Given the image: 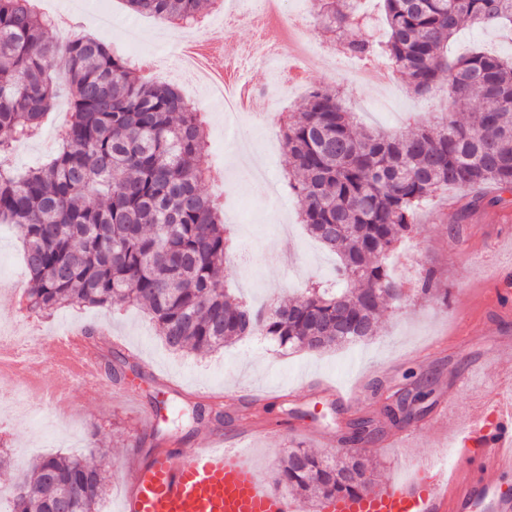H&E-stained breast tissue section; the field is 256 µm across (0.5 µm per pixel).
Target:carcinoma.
Here are the masks:
<instances>
[{
	"mask_svg": "<svg viewBox=\"0 0 512 512\" xmlns=\"http://www.w3.org/2000/svg\"><path fill=\"white\" fill-rule=\"evenodd\" d=\"M136 14L186 27L203 0H125ZM377 39L347 0H319V25L351 58L392 65L417 95L448 83L447 113L409 135L355 122L340 89L317 87L284 112L288 187L301 222L336 255L335 278L263 312L224 287L231 250L201 113L173 85L137 75L93 37L50 41L34 0H0V224L21 235L30 309L140 306L173 351L210 352L256 332L282 349L320 352L376 335L375 316L402 299L389 258L417 230L418 210L450 187L490 186L470 210L512 194V63L483 48L448 59L464 23L512 27V0H383ZM69 117L50 160L19 173L16 146L35 137L61 95ZM371 460L296 448L278 482L301 498L370 491ZM14 512H98L105 490L84 455H49L15 485Z\"/></svg>",
	"mask_w": 512,
	"mask_h": 512,
	"instance_id": "obj_1",
	"label": "carcinoma"
}]
</instances>
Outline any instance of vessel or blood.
<instances>
[{
    "mask_svg": "<svg viewBox=\"0 0 512 512\" xmlns=\"http://www.w3.org/2000/svg\"><path fill=\"white\" fill-rule=\"evenodd\" d=\"M51 348L52 358L30 355L21 372H52L49 400L76 407V390H92L102 378L85 327L54 332ZM449 435L460 462L455 470L418 462L372 493L324 499L320 512H512V498L493 481L512 474V411L473 409ZM125 482L121 512H299L297 501L260 479L251 455L225 447L220 433L196 448L131 458Z\"/></svg>",
    "mask_w": 512,
    "mask_h": 512,
    "instance_id": "b4317fda",
    "label": "vessel or blood"
}]
</instances>
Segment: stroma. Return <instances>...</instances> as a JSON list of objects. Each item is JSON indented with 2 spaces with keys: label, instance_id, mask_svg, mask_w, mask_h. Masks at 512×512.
<instances>
[{
  "label": "stroma",
  "instance_id": "35a3bbf8",
  "mask_svg": "<svg viewBox=\"0 0 512 512\" xmlns=\"http://www.w3.org/2000/svg\"><path fill=\"white\" fill-rule=\"evenodd\" d=\"M42 8L59 18L58 27L48 30L49 40H58L63 31L76 37L91 34L129 60L149 58L153 80L179 86L198 105L213 171L202 190L221 202L225 223L233 226L239 245L249 249L247 255L234 253L226 259L228 288L249 300L266 298L276 304L298 295L309 281L334 277L335 257L306 233L298 217L284 149L265 158L266 183L252 181L234 164L239 136L225 135L223 107L174 70L177 57L170 48L180 41L181 32L161 30L155 18L132 15L124 0H109V28L99 25L95 9L73 12L69 0H42ZM131 24L140 30L134 46L125 35ZM475 45L512 59L511 37L469 25L457 33L450 52L457 55ZM349 67L343 57L316 62L295 96L301 99L310 88L342 83L345 104L357 122L391 135L436 118L425 98L409 94L402 81L387 89L345 85ZM68 110L67 98H60L39 135L17 146L11 157L15 168L28 169L55 153ZM469 196L468 189L452 187L423 207L418 232L399 246L391 263L404 284V301L384 308L376 335L354 344L311 353L276 348L256 334L216 352L174 353L136 306L117 313L63 307L42 316L47 329L66 325L72 313H80L93 331L89 341L94 352L111 354L112 367L122 377L106 376L97 389L77 391L79 408L54 428L16 419L0 422V444L10 453L9 464L0 468V488L12 487L33 459L95 444L104 453L102 464L109 474L101 510L115 512L124 494L129 453L144 459L161 448H192L209 433L232 435L247 423L256 426L248 446L259 477L268 483L292 449L341 455L351 424L360 419L376 427L358 445L375 462L374 484L398 474L404 458L434 462L438 449L451 445L448 423L439 417L443 406L458 412L482 405L494 394L504 402L512 398V359L497 354L500 340L512 338V300L500 294L503 281L512 279V195L468 211L464 205ZM428 270L434 273L432 289L417 294L418 281ZM28 283L19 235L12 226L0 224V322L20 319L15 293L26 290ZM132 366L141 373L134 385L127 377ZM327 382L347 391L360 383L364 391L359 402L343 405L324 390ZM419 385L432 390L434 404L426 415L409 422L411 440L398 442V428L387 422L384 408L395 393ZM130 386L137 402L121 399ZM199 404L223 412V423H196L193 410ZM144 406L158 413V424L149 432L140 429Z\"/></svg>",
  "mask_w": 512,
  "mask_h": 512
}]
</instances>
